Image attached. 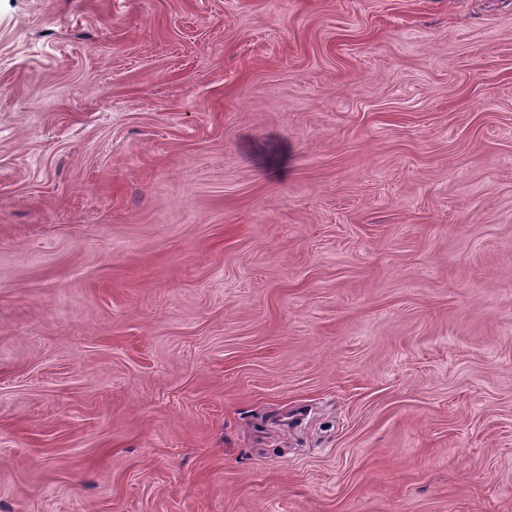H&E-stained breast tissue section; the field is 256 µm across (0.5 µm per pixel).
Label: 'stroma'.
<instances>
[{
  "label": "stroma",
  "instance_id": "1",
  "mask_svg": "<svg viewBox=\"0 0 512 512\" xmlns=\"http://www.w3.org/2000/svg\"><path fill=\"white\" fill-rule=\"evenodd\" d=\"M0 512H512V0H0Z\"/></svg>",
  "mask_w": 512,
  "mask_h": 512
}]
</instances>
